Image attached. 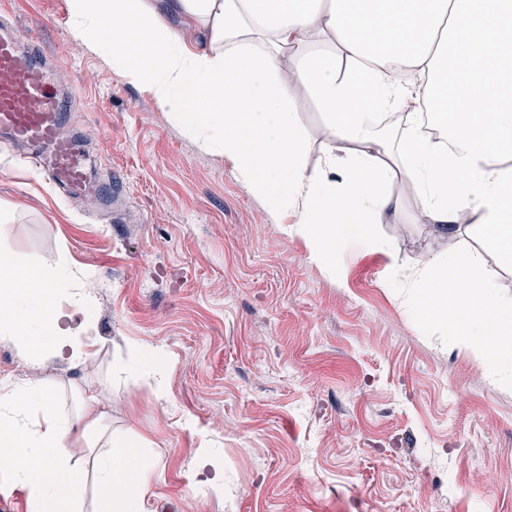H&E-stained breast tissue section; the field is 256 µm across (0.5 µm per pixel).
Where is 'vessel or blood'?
Masks as SVG:
<instances>
[{"mask_svg":"<svg viewBox=\"0 0 512 512\" xmlns=\"http://www.w3.org/2000/svg\"><path fill=\"white\" fill-rule=\"evenodd\" d=\"M16 31L0 32V138L25 146L21 164L43 168L65 195L111 207L114 189L93 174L89 155L66 131L70 116L51 69Z\"/></svg>","mask_w":512,"mask_h":512,"instance_id":"b4317fda","label":"vessel or blood"}]
</instances>
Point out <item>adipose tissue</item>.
<instances>
[{"mask_svg": "<svg viewBox=\"0 0 512 512\" xmlns=\"http://www.w3.org/2000/svg\"><path fill=\"white\" fill-rule=\"evenodd\" d=\"M72 38L108 49L170 122L223 155L283 231L305 239L332 279L351 244L412 193L437 238L473 231L512 264V0H69ZM192 18L197 49L170 17ZM322 114L317 166L299 94ZM91 298L67 258L50 269L0 250V335L40 365H78L96 338ZM113 372L165 392L162 348L133 343ZM95 452L85 470L72 450ZM145 438L113 435L96 397L75 411L29 386L0 392V473L32 512H144L158 461Z\"/></svg>", "mask_w": 512, "mask_h": 512, "instance_id": "1", "label": "adipose tissue"}]
</instances>
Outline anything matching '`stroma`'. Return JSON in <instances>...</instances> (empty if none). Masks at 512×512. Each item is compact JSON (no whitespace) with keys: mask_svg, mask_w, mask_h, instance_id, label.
I'll use <instances>...</instances> for the list:
<instances>
[{"mask_svg":"<svg viewBox=\"0 0 512 512\" xmlns=\"http://www.w3.org/2000/svg\"><path fill=\"white\" fill-rule=\"evenodd\" d=\"M1 25L57 57L94 173L123 187L102 215L0 146V244L101 283L83 362L43 368L0 340V387H47L68 409L72 387L99 394L113 432L160 459L146 512H512V389L426 336L385 286L391 260L409 277L430 252L481 251L476 235L380 224L391 254L349 249L331 280L223 155L71 38L67 0H0ZM133 343L167 353L166 396L113 375ZM216 475L223 493L191 486Z\"/></svg>","mask_w":512,"mask_h":512,"instance_id":"stroma-1","label":"stroma"}]
</instances>
